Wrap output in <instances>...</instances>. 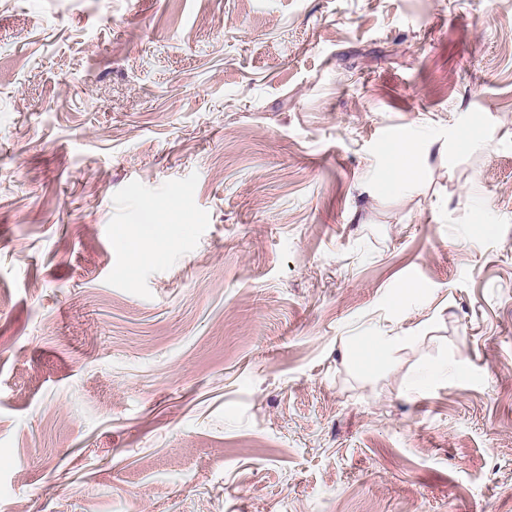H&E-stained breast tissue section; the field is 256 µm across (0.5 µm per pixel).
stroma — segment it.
<instances>
[{
  "label": "stroma",
  "mask_w": 512,
  "mask_h": 512,
  "mask_svg": "<svg viewBox=\"0 0 512 512\" xmlns=\"http://www.w3.org/2000/svg\"><path fill=\"white\" fill-rule=\"evenodd\" d=\"M0 512H512V0H0ZM383 154L387 159L385 168L382 171L380 184L388 191H399L407 187L413 178L415 161L411 156L410 148L407 145L386 146ZM400 336H384L380 332L356 336L350 345L352 360L363 370L372 371L380 362L383 353L399 342Z\"/></svg>",
  "instance_id": "1"
}]
</instances>
